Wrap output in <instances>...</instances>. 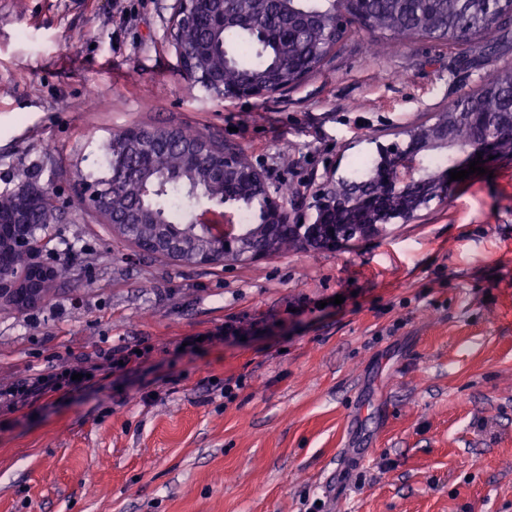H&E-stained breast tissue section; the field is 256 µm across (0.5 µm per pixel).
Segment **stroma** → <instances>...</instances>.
<instances>
[{
	"label": "stroma",
	"instance_id": "obj_1",
	"mask_svg": "<svg viewBox=\"0 0 512 512\" xmlns=\"http://www.w3.org/2000/svg\"><path fill=\"white\" fill-rule=\"evenodd\" d=\"M174 8L8 0L0 191L27 168L74 197L79 176H106L112 133L190 126L309 219L354 158L512 66V18L487 59L430 41L374 56L360 33L293 88L218 98L179 66ZM488 168L386 236L231 266L138 254L68 208L50 232L72 279L0 313V383L100 348L141 356L0 411V512H512V159Z\"/></svg>",
	"mask_w": 512,
	"mask_h": 512
}]
</instances>
